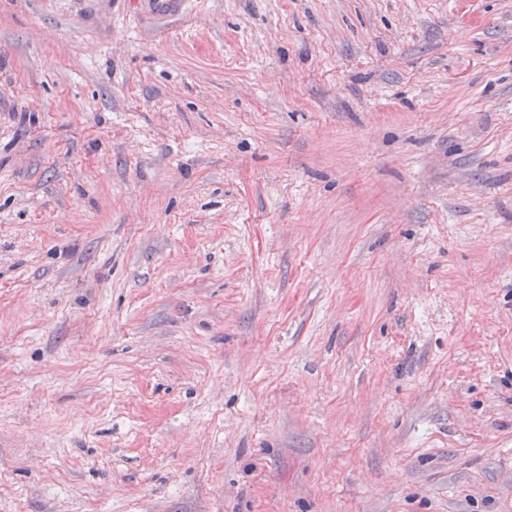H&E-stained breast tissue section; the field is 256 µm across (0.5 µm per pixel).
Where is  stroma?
Masks as SVG:
<instances>
[{
    "instance_id": "stroma-1",
    "label": "stroma",
    "mask_w": 512,
    "mask_h": 512,
    "mask_svg": "<svg viewBox=\"0 0 512 512\" xmlns=\"http://www.w3.org/2000/svg\"><path fill=\"white\" fill-rule=\"evenodd\" d=\"M0 512H512V0H0Z\"/></svg>"
}]
</instances>
